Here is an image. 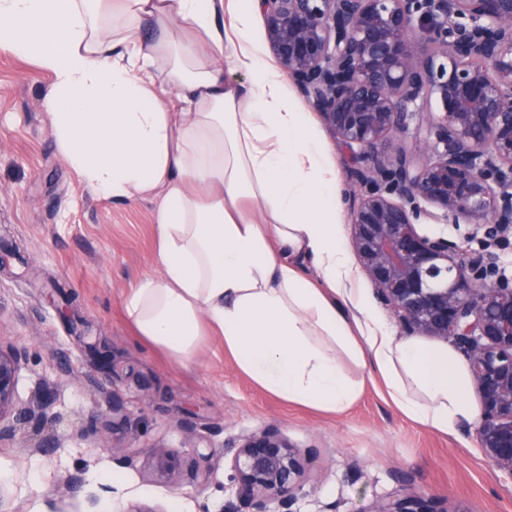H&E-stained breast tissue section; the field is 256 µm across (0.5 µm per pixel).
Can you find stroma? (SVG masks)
I'll use <instances>...</instances> for the list:
<instances>
[{"instance_id": "obj_1", "label": "stroma", "mask_w": 512, "mask_h": 512, "mask_svg": "<svg viewBox=\"0 0 512 512\" xmlns=\"http://www.w3.org/2000/svg\"><path fill=\"white\" fill-rule=\"evenodd\" d=\"M51 77L0 50V247L21 261L0 263V340L26 348L20 399L45 385L54 394L48 419L0 444V504L6 512H228L224 453L239 435L281 430L302 457L296 512H372L402 490L450 498L457 512H512V479L479 447L474 430L455 436L422 427L390 401L381 382L367 383L346 413L331 414L280 399L235 366L217 336L190 366L172 362L135 334L122 297L143 276L159 274L154 204L115 205L94 194L58 153L44 100ZM70 295L83 323L63 317ZM125 405L138 426L100 447L96 427ZM61 436L57 448L45 447ZM177 454L172 479L160 478L149 450ZM215 448L207 489L191 477L197 448ZM120 472V482L105 478ZM80 474L77 495L61 478Z\"/></svg>"}]
</instances>
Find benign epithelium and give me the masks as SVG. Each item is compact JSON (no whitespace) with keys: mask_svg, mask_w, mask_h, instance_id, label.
<instances>
[{"mask_svg":"<svg viewBox=\"0 0 512 512\" xmlns=\"http://www.w3.org/2000/svg\"><path fill=\"white\" fill-rule=\"evenodd\" d=\"M268 49L350 152L356 260L400 330L452 342L482 410L479 447L512 478V0H259ZM432 220L468 224L422 235ZM25 352L0 342V443L44 419L21 404ZM158 474L175 450L150 449ZM230 488L291 512L299 452L278 429L241 435ZM373 512H457L400 490Z\"/></svg>","mask_w":512,"mask_h":512,"instance_id":"benign-epithelium-1","label":"benign epithelium"}]
</instances>
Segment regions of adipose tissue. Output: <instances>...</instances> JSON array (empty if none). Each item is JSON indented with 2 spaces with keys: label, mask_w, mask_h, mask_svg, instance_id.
I'll return each mask as SVG.
<instances>
[{
  "label": "adipose tissue",
  "mask_w": 512,
  "mask_h": 512,
  "mask_svg": "<svg viewBox=\"0 0 512 512\" xmlns=\"http://www.w3.org/2000/svg\"><path fill=\"white\" fill-rule=\"evenodd\" d=\"M258 0H0V48L52 77L60 155L115 204H155L159 275L123 297L136 335L197 360L205 329L269 393L333 414L366 378L430 430L474 428L452 345L399 338L345 244L339 172L254 41Z\"/></svg>",
  "instance_id": "adipose-tissue-1"
}]
</instances>
